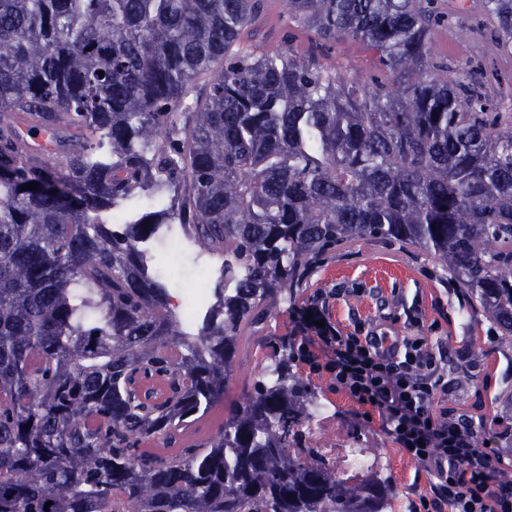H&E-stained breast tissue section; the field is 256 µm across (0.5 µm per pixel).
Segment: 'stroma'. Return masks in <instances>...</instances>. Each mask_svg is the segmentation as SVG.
Listing matches in <instances>:
<instances>
[{"instance_id":"35a3bbf8","label":"stroma","mask_w":512,"mask_h":512,"mask_svg":"<svg viewBox=\"0 0 512 512\" xmlns=\"http://www.w3.org/2000/svg\"><path fill=\"white\" fill-rule=\"evenodd\" d=\"M249 36L269 53L292 50L315 59L321 68L342 71L353 83L384 80L386 73L376 52L351 38L319 49L314 32L288 22L280 0H267L265 10L249 28ZM475 35L448 47L447 25L437 26L428 44L435 60L454 63L480 61L497 70L503 84L512 83V59L484 47ZM323 304L324 316L343 333L374 331L402 340L421 336L450 365L448 410L453 417H469L480 439L499 449L502 472L512 471V448L505 447L503 430L512 427V405L502 391L512 388V347L501 344L500 330L475 303L466 289L449 276L432 254L395 240H358L345 244L319 264L298 288L295 297L280 303L263 333L249 339L238 354L233 378L224 399L193 427L196 443L206 442L220 428L227 410L269 365V337L301 335L306 307ZM419 316L412 326L411 316ZM295 371L314 393L334 405L343 421L381 448L395 497L387 512H413L420 498L430 495L432 476L404 455L386 433L378 413H367L348 395L336 391L327 376L295 364Z\"/></svg>"}]
</instances>
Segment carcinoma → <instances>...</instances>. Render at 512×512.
I'll list each match as a JSON object with an SVG mask.
<instances>
[{"mask_svg":"<svg viewBox=\"0 0 512 512\" xmlns=\"http://www.w3.org/2000/svg\"><path fill=\"white\" fill-rule=\"evenodd\" d=\"M281 3L388 83L248 45L265 0H0V512H386L385 474L292 452L316 395L286 337L278 383L183 443L244 331L348 241L435 255L512 345V93L428 59L435 0ZM481 4L512 57V0ZM165 224L224 258L192 330L140 248Z\"/></svg>","mask_w":512,"mask_h":512,"instance_id":"carcinoma-1","label":"carcinoma"}]
</instances>
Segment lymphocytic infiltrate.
<instances>
[{"instance_id":"lymphocytic-infiltrate-1","label":"lymphocytic infiltrate","mask_w":512,"mask_h":512,"mask_svg":"<svg viewBox=\"0 0 512 512\" xmlns=\"http://www.w3.org/2000/svg\"><path fill=\"white\" fill-rule=\"evenodd\" d=\"M302 338L299 358L356 404L377 411L400 450L435 479L424 512H512V482L466 419L448 416L443 358L415 336L384 345L379 336L343 334L322 323Z\"/></svg>"}]
</instances>
